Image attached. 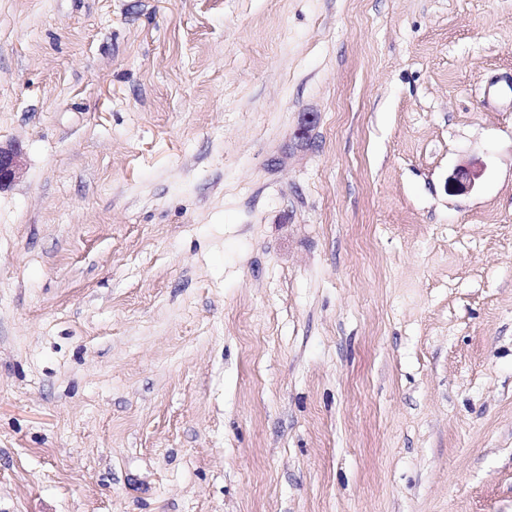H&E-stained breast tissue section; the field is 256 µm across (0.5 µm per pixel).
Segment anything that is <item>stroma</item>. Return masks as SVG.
<instances>
[{
    "mask_svg": "<svg viewBox=\"0 0 512 512\" xmlns=\"http://www.w3.org/2000/svg\"><path fill=\"white\" fill-rule=\"evenodd\" d=\"M0 145V512H512V0H0ZM20 153L15 148L0 147V188L12 183L21 171ZM482 168L478 161L472 160L460 165L448 181V189L455 193L471 190L481 177Z\"/></svg>",
    "mask_w": 512,
    "mask_h": 512,
    "instance_id": "1",
    "label": "stroma"
}]
</instances>
